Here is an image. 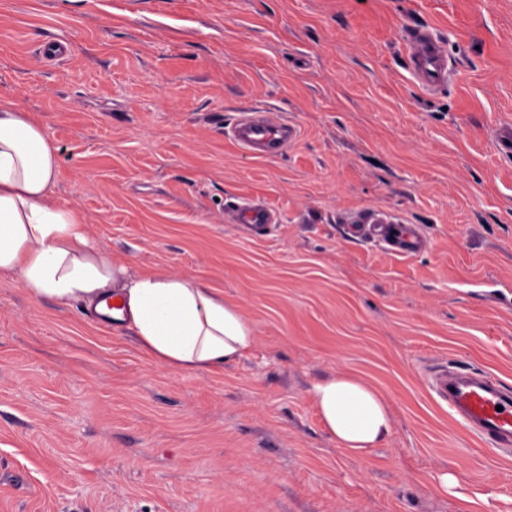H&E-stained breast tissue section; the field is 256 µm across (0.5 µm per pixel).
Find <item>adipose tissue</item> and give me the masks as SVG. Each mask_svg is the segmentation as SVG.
<instances>
[{
  "instance_id": "adipose-tissue-1",
  "label": "adipose tissue",
  "mask_w": 512,
  "mask_h": 512,
  "mask_svg": "<svg viewBox=\"0 0 512 512\" xmlns=\"http://www.w3.org/2000/svg\"><path fill=\"white\" fill-rule=\"evenodd\" d=\"M57 170L58 149L42 126L0 96V273L18 275L34 296L83 301L171 368L219 372L252 351L251 323L203 279L133 273L101 254L80 211L54 199ZM312 399L338 447L361 454L391 433L388 402L355 375L315 384Z\"/></svg>"
}]
</instances>
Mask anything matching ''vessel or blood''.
I'll use <instances>...</instances> for the list:
<instances>
[{"instance_id": "obj_1", "label": "vessel or blood", "mask_w": 512, "mask_h": 512, "mask_svg": "<svg viewBox=\"0 0 512 512\" xmlns=\"http://www.w3.org/2000/svg\"><path fill=\"white\" fill-rule=\"evenodd\" d=\"M406 68L419 87L437 90L448 83V55L439 33L427 26H413L403 39ZM297 138V129L279 115L241 112L232 127V141L256 157L275 158ZM432 389L465 429L498 448L512 447V390L490 376L440 370Z\"/></svg>"}]
</instances>
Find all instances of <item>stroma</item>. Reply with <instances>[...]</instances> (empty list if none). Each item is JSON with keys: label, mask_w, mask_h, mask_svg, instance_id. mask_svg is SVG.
<instances>
[{"label": "stroma", "mask_w": 512, "mask_h": 512, "mask_svg": "<svg viewBox=\"0 0 512 512\" xmlns=\"http://www.w3.org/2000/svg\"><path fill=\"white\" fill-rule=\"evenodd\" d=\"M411 23L441 33L445 90L407 71ZM0 95L57 146L56 199L99 251L201 277L256 336L222 372L173 370L0 274V512H512V450L427 384L447 368L512 389L495 136L512 128V0H0ZM251 108L296 125L282 156L227 138ZM244 198L277 223L238 222ZM376 217L427 246L351 234ZM339 373L391 407L363 454L311 397Z\"/></svg>", "instance_id": "1"}]
</instances>
